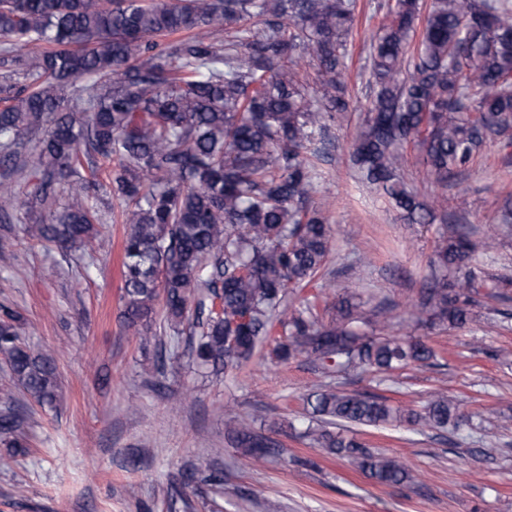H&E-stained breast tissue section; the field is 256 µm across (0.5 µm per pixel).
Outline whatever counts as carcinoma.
<instances>
[{
    "mask_svg": "<svg viewBox=\"0 0 512 512\" xmlns=\"http://www.w3.org/2000/svg\"><path fill=\"white\" fill-rule=\"evenodd\" d=\"M355 11L356 0H0V219L22 209L23 182L50 217L21 225L23 236L77 251L105 223L104 200L118 201L124 324L149 336L162 314L164 327L192 338L203 366L232 373L270 342L276 362L302 358L334 380L429 363L430 345L389 334L388 304L361 310L356 285L327 322L317 308L332 281L288 301L331 250L313 160L350 108ZM370 58L374 97L351 163L406 223L432 224L447 215L448 180L512 130V0H431L425 13L419 0H394ZM304 62L315 66L312 89ZM77 80L85 84L74 96ZM31 141L35 152L21 153ZM408 147L431 180L427 201L404 183ZM474 250L465 225H444L417 321L448 328L473 318L479 284L465 266ZM24 324L0 308V354L15 383L51 409L57 367L22 337ZM305 401L309 444L385 484L414 472L330 426L399 420L423 434L466 422L444 393L420 410L339 387ZM26 421L19 406L0 408V442L13 458L30 453ZM231 435L257 461L274 448L251 416Z\"/></svg>",
    "mask_w": 512,
    "mask_h": 512,
    "instance_id": "obj_1",
    "label": "carcinoma"
}]
</instances>
